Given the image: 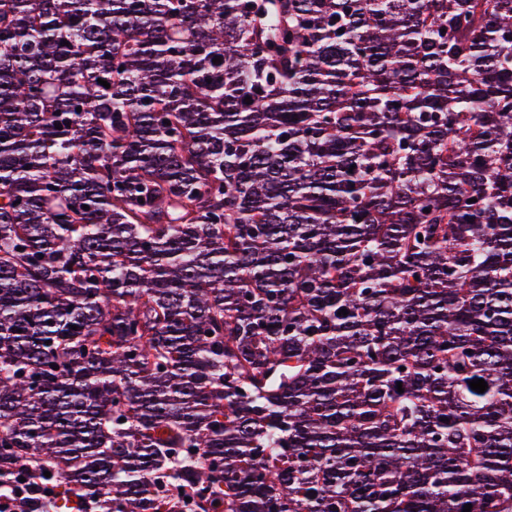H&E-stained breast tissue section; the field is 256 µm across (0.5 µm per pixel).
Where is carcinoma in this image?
<instances>
[{
  "mask_svg": "<svg viewBox=\"0 0 512 512\" xmlns=\"http://www.w3.org/2000/svg\"><path fill=\"white\" fill-rule=\"evenodd\" d=\"M22 477L14 512H512V0H0Z\"/></svg>",
  "mask_w": 512,
  "mask_h": 512,
  "instance_id": "1",
  "label": "carcinoma"
}]
</instances>
